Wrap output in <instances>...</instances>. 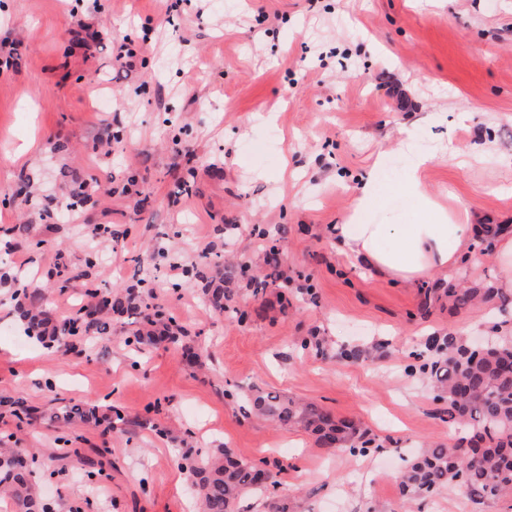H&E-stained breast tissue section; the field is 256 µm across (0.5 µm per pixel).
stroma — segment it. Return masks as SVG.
<instances>
[{"label": "stroma", "instance_id": "1", "mask_svg": "<svg viewBox=\"0 0 512 512\" xmlns=\"http://www.w3.org/2000/svg\"><path fill=\"white\" fill-rule=\"evenodd\" d=\"M0 0V269L44 279L46 255L86 276L50 294L65 319L86 288L136 286L185 335L135 343L127 318L110 336L47 347L28 336L17 284L0 285V440L38 462L49 512H195L182 455L278 460L292 512H512V495L479 504L448 490L407 497L406 458L456 433L417 356L449 329L512 338V307L456 310L433 291L494 287L499 249L478 241L455 268L412 284L344 252L334 228L360 176L385 157L376 220L418 221L402 175L416 154L428 196L512 236V0ZM130 43L132 67L112 49ZM123 138L97 146L105 125ZM91 201L72 220L60 167ZM186 192H178L180 182ZM30 226L28 237L12 233ZM113 231L97 257L82 225ZM276 246L288 283L254 296ZM224 269L220 313L186 271L198 253ZM178 270H171V263ZM317 336L320 349H303ZM357 348L356 360L341 358ZM196 363H188L186 352ZM269 392L352 419L366 455L330 452L299 424L259 415ZM119 411L126 425L64 421L66 407Z\"/></svg>", "mask_w": 512, "mask_h": 512}]
</instances>
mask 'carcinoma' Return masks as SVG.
Here are the masks:
<instances>
[{
	"label": "carcinoma",
	"mask_w": 512,
	"mask_h": 512,
	"mask_svg": "<svg viewBox=\"0 0 512 512\" xmlns=\"http://www.w3.org/2000/svg\"><path fill=\"white\" fill-rule=\"evenodd\" d=\"M86 203L77 192L66 195L61 209L46 212L45 217L63 219ZM211 262L202 261L190 270V276L199 281L216 282L208 289L211 302L224 312V281L211 274ZM98 299L95 306L83 308L79 316L58 321L47 310V293L41 286L23 289L25 303L20 317L27 332L47 344L64 345L68 337L82 332L86 335L106 336L111 330L110 315L125 314L138 326L135 341L175 342L173 321H164L163 313L149 314L131 301L119 296L102 297L96 289H88ZM448 304L454 309L499 301L501 306L512 304V298L495 288L453 287L444 289ZM426 349L433 360L419 366V370L436 380L433 389L448 394V423L465 436L452 446L434 445L423 450L409 463L400 483L403 495H431L453 486L475 501H489L512 491V340L491 337V347L479 348L467 342L466 337L453 333L430 336ZM255 410L282 423H300L312 432L317 441L329 450L349 447L365 449L369 440L355 423L337 421L329 413L314 405L298 407L270 394L254 398ZM23 450L8 448L0 452V493L9 496L16 512H41L28 480L27 467L16 465ZM183 460L193 478L201 498V512H235L241 497L247 493H262L271 498V512H288V503L275 499L281 482L273 471H268L266 486L254 485V462H244L226 453L221 457L203 456L191 450Z\"/></svg>",
	"instance_id": "obj_1"
}]
</instances>
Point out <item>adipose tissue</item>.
Listing matches in <instances>:
<instances>
[{
  "mask_svg": "<svg viewBox=\"0 0 512 512\" xmlns=\"http://www.w3.org/2000/svg\"><path fill=\"white\" fill-rule=\"evenodd\" d=\"M383 172L379 165L367 174L357 188L347 223L337 225L344 250L355 260L405 282L433 267H454L467 250L473 225L438 223L429 213L417 224L367 221L377 202Z\"/></svg>",
  "mask_w": 512,
  "mask_h": 512,
  "instance_id": "ef3b65f1",
  "label": "adipose tissue"
}]
</instances>
